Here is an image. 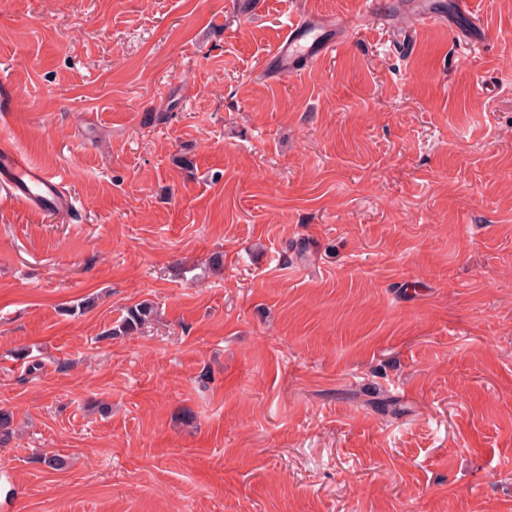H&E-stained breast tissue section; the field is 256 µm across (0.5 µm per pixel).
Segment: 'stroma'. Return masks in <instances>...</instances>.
Masks as SVG:
<instances>
[{"label":"stroma","mask_w":512,"mask_h":512,"mask_svg":"<svg viewBox=\"0 0 512 512\" xmlns=\"http://www.w3.org/2000/svg\"><path fill=\"white\" fill-rule=\"evenodd\" d=\"M357 8L0 0V141L78 201L0 191V512H512V0L476 49L267 75L289 19ZM155 315V308L148 301H142L127 308V313L119 324L102 336L104 339H110L112 336H128L141 331L149 325Z\"/></svg>","instance_id":"1"}]
</instances>
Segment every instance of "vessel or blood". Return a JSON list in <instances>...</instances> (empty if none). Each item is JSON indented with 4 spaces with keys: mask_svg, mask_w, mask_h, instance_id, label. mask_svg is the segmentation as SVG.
<instances>
[{
    "mask_svg": "<svg viewBox=\"0 0 512 512\" xmlns=\"http://www.w3.org/2000/svg\"><path fill=\"white\" fill-rule=\"evenodd\" d=\"M405 21L397 36L396 51L404 56L413 51L418 30L424 26L454 25L456 18L476 20L477 0H454L451 14L434 8L429 0H407ZM378 0H360L354 16L314 15L288 25L274 47L271 58L279 76H293L313 68L330 54L337 43L369 28L387 24ZM0 190L30 210L54 216H72L77 200L52 173L34 163L17 148L0 146Z\"/></svg>",
    "mask_w": 512,
    "mask_h": 512,
    "instance_id": "vessel-or-blood-1",
    "label": "vessel or blood"
}]
</instances>
